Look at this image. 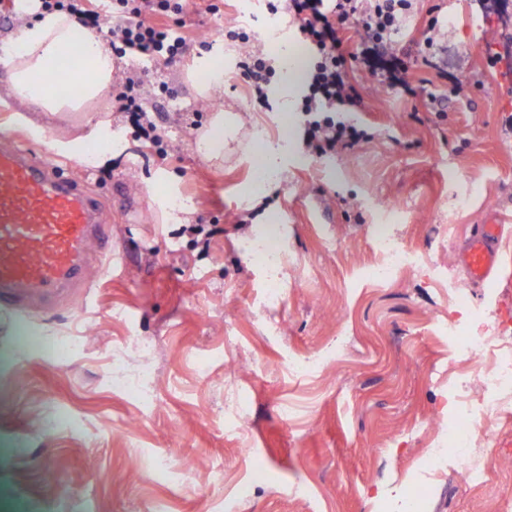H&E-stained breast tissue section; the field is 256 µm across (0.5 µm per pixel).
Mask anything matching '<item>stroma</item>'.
<instances>
[{
    "mask_svg": "<svg viewBox=\"0 0 512 512\" xmlns=\"http://www.w3.org/2000/svg\"><path fill=\"white\" fill-rule=\"evenodd\" d=\"M437 18L436 67L421 62L422 32ZM190 42L175 64L144 67L165 92L149 97L167 147L159 156L136 137L111 100L95 111L36 112L12 98L0 74V126L37 145L63 172L83 176L112 222L122 251L113 271L93 269L92 287L49 311L0 308V512H504L512 503V419L485 446L479 484L426 449L448 431L449 380L467 368L448 343V321L493 333L512 325V226L493 278L472 284L455 263L472 227L512 217V0H417L394 35L416 96L348 63L361 97L344 119L370 138L353 151L316 157L303 144V85L276 72L268 105L239 75L244 29L268 57L282 47L311 58L286 13L267 0H224L222 14L188 0ZM224 55V87L209 105L187 79L210 46ZM458 94L430 100L440 71ZM224 109L240 117L223 164L204 159L198 131ZM111 123V163L81 175L70 147H93L89 124ZM273 144L279 168L261 193L253 146ZM186 205L169 221L162 199ZM394 206V220L382 204ZM248 223H237L239 215ZM213 228L208 243L187 224ZM415 254V267L387 284L377 224ZM283 260L271 270L267 244ZM281 302L267 307L270 280ZM472 305L456 315L450 295ZM82 332L81 349L58 360L52 345ZM154 345L136 355L139 341ZM319 367L300 376L291 361ZM150 371V405L129 384ZM68 414L75 427L56 425ZM201 459L182 476L185 458ZM224 469L223 482L211 463Z\"/></svg>",
    "mask_w": 512,
    "mask_h": 512,
    "instance_id": "obj_1",
    "label": "stroma"
}]
</instances>
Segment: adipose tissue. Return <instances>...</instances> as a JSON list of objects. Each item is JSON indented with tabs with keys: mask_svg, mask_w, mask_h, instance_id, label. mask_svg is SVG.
Here are the masks:
<instances>
[{
	"mask_svg": "<svg viewBox=\"0 0 512 512\" xmlns=\"http://www.w3.org/2000/svg\"><path fill=\"white\" fill-rule=\"evenodd\" d=\"M78 55H71L72 45ZM12 95L44 112H75L103 99L112 87L115 63L98 31L78 25L61 12H44L22 26L0 46ZM236 118L213 113L199 131L196 149L206 159H224V136L234 130Z\"/></svg>",
	"mask_w": 512,
	"mask_h": 512,
	"instance_id": "adipose-tissue-1",
	"label": "adipose tissue"
}]
</instances>
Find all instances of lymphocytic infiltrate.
Wrapping results in <instances>:
<instances>
[{
	"instance_id": "obj_1",
	"label": "lymphocytic infiltrate",
	"mask_w": 512,
	"mask_h": 512,
	"mask_svg": "<svg viewBox=\"0 0 512 512\" xmlns=\"http://www.w3.org/2000/svg\"><path fill=\"white\" fill-rule=\"evenodd\" d=\"M282 8L294 21L298 38L314 54L301 107L307 118L306 149L316 155L354 149L367 139V132L333 116L338 109L355 106L360 98L348 79L337 29L355 24L361 44L391 48V34L412 13L414 0H284L269 6L274 14ZM109 9L119 18L107 30L117 57L146 56L168 66L186 52V36L171 23L172 16L183 11L181 0H111ZM230 37L245 46L238 67L252 95L259 102H267L273 66L260 51L249 48L246 32L234 31ZM147 93L142 71L128 68L112 96V106L127 117L139 138L157 146L161 137L144 104Z\"/></svg>"
}]
</instances>
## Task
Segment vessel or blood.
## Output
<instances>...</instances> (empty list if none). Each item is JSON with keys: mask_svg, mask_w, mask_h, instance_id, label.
Listing matches in <instances>:
<instances>
[{"mask_svg": "<svg viewBox=\"0 0 512 512\" xmlns=\"http://www.w3.org/2000/svg\"><path fill=\"white\" fill-rule=\"evenodd\" d=\"M505 219L475 225L457 256L469 280L495 271ZM98 196L24 146L0 134V307L25 313L67 301L89 286L91 270L111 252Z\"/></svg>", "mask_w": 512, "mask_h": 512, "instance_id": "obj_1", "label": "vessel or blood"}]
</instances>
